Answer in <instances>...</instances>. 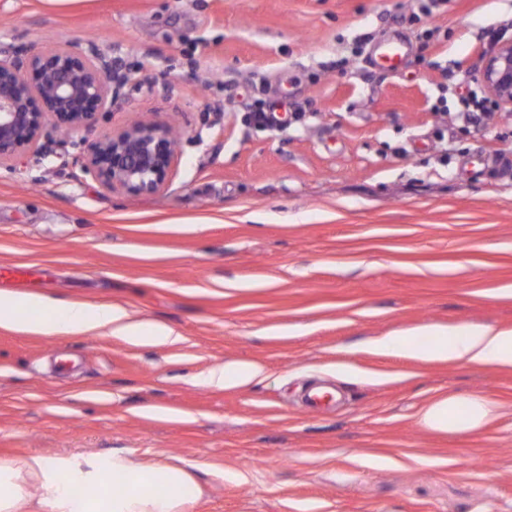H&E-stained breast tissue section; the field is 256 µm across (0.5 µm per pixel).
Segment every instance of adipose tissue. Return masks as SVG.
I'll list each match as a JSON object with an SVG mask.
<instances>
[{"mask_svg": "<svg viewBox=\"0 0 512 512\" xmlns=\"http://www.w3.org/2000/svg\"><path fill=\"white\" fill-rule=\"evenodd\" d=\"M59 308L64 311L60 321L53 316ZM0 328L46 336L113 335L149 346L180 339L173 328L134 320L117 305H61L41 294L0 292ZM370 346L379 353L395 352L414 360L512 367V330L493 326L465 327L453 333L437 329L426 343L413 333L382 336ZM496 416V407L484 398L444 395L424 406L417 419L434 431L460 432L483 427ZM110 477L116 483L109 488L105 481ZM199 493L198 484L183 467L136 462L120 452L0 457V512H185Z\"/></svg>", "mask_w": 512, "mask_h": 512, "instance_id": "ef3b65f1", "label": "adipose tissue"}]
</instances>
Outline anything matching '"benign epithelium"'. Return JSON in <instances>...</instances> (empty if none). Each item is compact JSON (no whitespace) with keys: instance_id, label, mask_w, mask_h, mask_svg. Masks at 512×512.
<instances>
[{"instance_id":"obj_1","label":"benign epithelium","mask_w":512,"mask_h":512,"mask_svg":"<svg viewBox=\"0 0 512 512\" xmlns=\"http://www.w3.org/2000/svg\"><path fill=\"white\" fill-rule=\"evenodd\" d=\"M497 107L512 112V40L495 43L480 75ZM128 76L112 53L89 41L37 52L22 47L0 57V165L52 153V134L64 132L78 149L81 172L108 192L156 193L176 163L172 129L146 120L102 126Z\"/></svg>"}]
</instances>
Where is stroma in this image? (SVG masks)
<instances>
[{
	"instance_id": "1",
	"label": "stroma",
	"mask_w": 512,
	"mask_h": 512,
	"mask_svg": "<svg viewBox=\"0 0 512 512\" xmlns=\"http://www.w3.org/2000/svg\"><path fill=\"white\" fill-rule=\"evenodd\" d=\"M0 0V49H121L116 127L172 126L164 190L107 192L68 142L0 166V291L115 304L181 335L0 329V456L121 451L191 472L187 512H512V367L378 354L429 325L512 329V112L474 129L507 0ZM402 34L394 71L366 61ZM287 104L256 127V101ZM303 106L295 115L294 106ZM229 362L263 374L216 388ZM373 373L370 381L350 369ZM336 396L315 409L306 388ZM440 394L498 418L436 432ZM172 419L141 415L144 407Z\"/></svg>"
}]
</instances>
